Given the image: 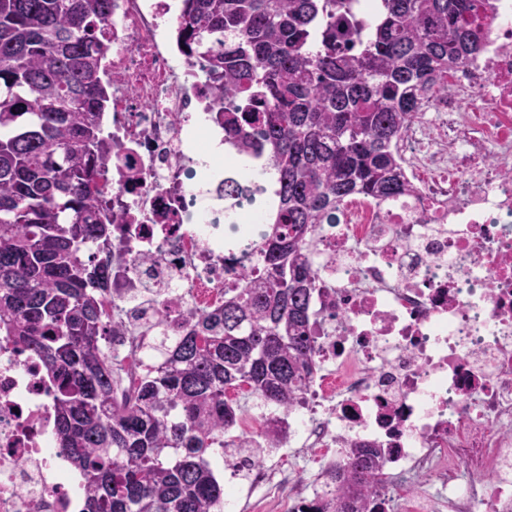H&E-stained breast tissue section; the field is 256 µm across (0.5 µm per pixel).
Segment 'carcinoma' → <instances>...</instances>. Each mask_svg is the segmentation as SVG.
<instances>
[{"label": "carcinoma", "instance_id": "cac0c4a2", "mask_svg": "<svg viewBox=\"0 0 512 512\" xmlns=\"http://www.w3.org/2000/svg\"><path fill=\"white\" fill-rule=\"evenodd\" d=\"M473 2L381 0L363 34L347 0H185L187 52L225 102L216 120L242 154L263 156L280 206L263 266L224 287L223 306L191 314L177 337L156 313L153 364L118 400L102 272L85 257L112 235L96 189L112 161L98 37L112 0H0V336L55 383L57 440L86 512H223L207 454L237 423L226 393L246 386L286 409L313 379L318 228L354 194L413 196L398 145L447 89L448 65L482 50ZM379 455L353 449L318 512H363Z\"/></svg>", "mask_w": 512, "mask_h": 512}]
</instances>
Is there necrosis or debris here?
Segmentation results:
<instances>
[{"label":"necrosis or debris","instance_id":"4bbe7bcc","mask_svg":"<svg viewBox=\"0 0 512 512\" xmlns=\"http://www.w3.org/2000/svg\"><path fill=\"white\" fill-rule=\"evenodd\" d=\"M486 48L449 72L400 149L413 159L408 201L356 197L318 229V373L300 403L268 410L249 434L325 470L350 448L380 449L375 512H512V0H479ZM178 0H112L104 132L112 163L98 189L112 220L92 243L111 311L110 347L140 367V327L159 300L169 335L224 302L258 267L253 246L272 199L219 206L217 184L262 182L257 165L201 155L223 134L216 89L181 39ZM462 460L465 470L453 467ZM252 489L287 512L328 498L325 482L247 466ZM84 488L55 435L40 361L0 338V512H80Z\"/></svg>","mask_w":512,"mask_h":512}]
</instances>
